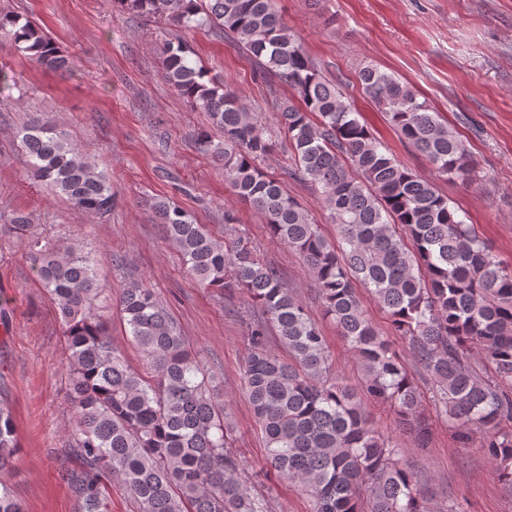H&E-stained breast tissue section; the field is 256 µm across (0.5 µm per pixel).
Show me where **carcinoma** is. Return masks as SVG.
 <instances>
[{
    "label": "carcinoma",
    "instance_id": "cac0c4a2",
    "mask_svg": "<svg viewBox=\"0 0 512 512\" xmlns=\"http://www.w3.org/2000/svg\"><path fill=\"white\" fill-rule=\"evenodd\" d=\"M119 2L188 30L223 29L265 83L297 95L281 107L278 125L294 155L291 174L322 194L336 225L334 242L258 167L272 143L238 98L190 59L188 45L163 47L166 81L222 133L217 142L203 135V143L224 180L300 255L317 284L323 317L355 352L363 377L360 391L336 379L326 336L249 241L221 244L180 207L151 201L191 275L229 296L241 291L261 310L251 328L243 391L264 434L270 470L301 487L309 512H432L397 440L370 420L366 396L389 407L421 448L432 435V405L459 443H480L499 480L512 488V264L495 260L439 191L437 181H464L473 173L458 136L407 84L367 66L360 74L365 92L429 162L435 179L400 165L336 84L322 77L277 0ZM0 35L48 70L72 66L41 28L12 14L0 13ZM19 137L34 180L95 216L112 211L110 178L53 121L26 127ZM6 234L25 241L64 327L75 430L61 479L75 512H112L114 482L137 512H267L240 479L242 461L229 448L218 389L155 291L134 282L119 296L125 328L146 363L143 373L112 346L87 257L46 241L23 212L0 224V237ZM360 287L407 343L429 378V395L367 316ZM269 326L288 358L268 348ZM20 448L12 412L1 404L0 469ZM0 512H24L1 482Z\"/></svg>",
    "mask_w": 512,
    "mask_h": 512
}]
</instances>
